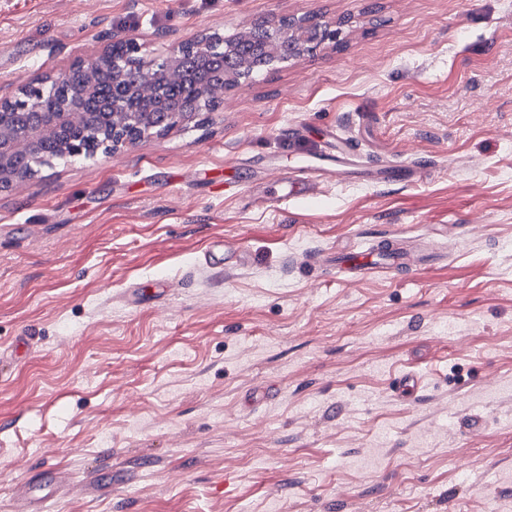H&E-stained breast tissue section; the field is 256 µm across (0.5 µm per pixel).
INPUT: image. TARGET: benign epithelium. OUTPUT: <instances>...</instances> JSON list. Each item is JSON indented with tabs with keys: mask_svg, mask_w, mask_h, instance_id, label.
Wrapping results in <instances>:
<instances>
[{
	"mask_svg": "<svg viewBox=\"0 0 512 512\" xmlns=\"http://www.w3.org/2000/svg\"><path fill=\"white\" fill-rule=\"evenodd\" d=\"M258 27L265 29V36L256 56L238 58L240 43L251 39ZM340 34L338 23L288 15L274 22L259 21L239 30L230 39L210 35L182 41L166 57L152 61L143 60L136 41L114 35L100 52L75 62L83 70L84 80L65 95L56 93L65 76H47L27 86L22 97L0 100V191L34 177L36 164L86 153L85 143L74 139L59 141L55 155L42 156L35 153V148L40 141L55 137L61 127L85 123L84 102L106 81L114 86L123 83L131 67L140 68L138 81L123 98L105 103V111L112 113L111 124H94L85 130L97 146L112 152L127 149L145 136L187 126L203 112L218 111L224 96L247 81L257 68H270L277 62L300 58L314 46L336 42ZM218 55L224 58V78L216 84L208 79L207 72ZM189 58L198 73L194 84L196 103L192 107L167 108L164 91L184 77ZM18 112H40L42 123L37 127L18 124L14 121ZM22 157L29 158L28 165L18 164Z\"/></svg>",
	"mask_w": 512,
	"mask_h": 512,
	"instance_id": "1",
	"label": "benign epithelium"
}]
</instances>
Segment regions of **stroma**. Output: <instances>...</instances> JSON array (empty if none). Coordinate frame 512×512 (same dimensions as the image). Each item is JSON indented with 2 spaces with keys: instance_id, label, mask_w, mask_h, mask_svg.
Returning <instances> with one entry per match:
<instances>
[{
  "instance_id": "stroma-1",
  "label": "stroma",
  "mask_w": 512,
  "mask_h": 512,
  "mask_svg": "<svg viewBox=\"0 0 512 512\" xmlns=\"http://www.w3.org/2000/svg\"><path fill=\"white\" fill-rule=\"evenodd\" d=\"M285 14L341 44L0 192V512H512V0H0V98ZM345 138L422 174L289 197ZM388 235L442 260H318Z\"/></svg>"
}]
</instances>
